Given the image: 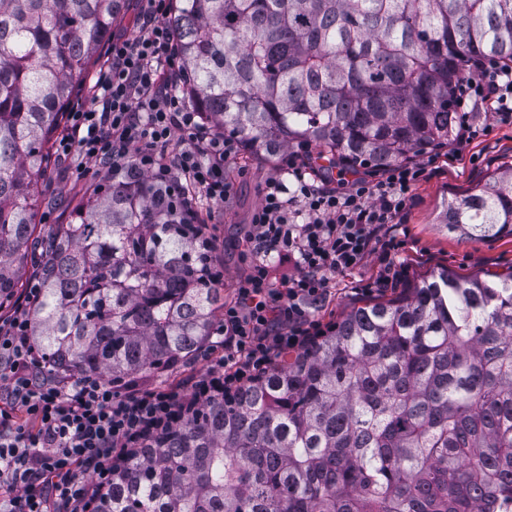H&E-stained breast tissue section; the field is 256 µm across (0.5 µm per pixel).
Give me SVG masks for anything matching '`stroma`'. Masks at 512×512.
Returning <instances> with one entry per match:
<instances>
[{
	"label": "stroma",
	"instance_id": "35a3bbf8",
	"mask_svg": "<svg viewBox=\"0 0 512 512\" xmlns=\"http://www.w3.org/2000/svg\"><path fill=\"white\" fill-rule=\"evenodd\" d=\"M480 121L485 134L462 153L447 147L415 156V163L425 166L426 175L413 186L407 211L380 232L382 239L400 243L394 255L396 283L379 284L384 265L379 254H371L362 265L335 276L326 301L308 309L309 320L329 327L354 308L400 296L422 275L439 267L459 276L493 275L512 268V236L466 239L448 232L436 220L446 202L485 183L497 169L512 165V124L499 122L488 112L481 113ZM283 164L280 158L260 162L240 155L224 166V177L233 186L229 199L200 204V214L214 243L215 264L224 272L225 303L235 302L237 288L250 272L244 259L245 235L260 203V189L267 179L280 174ZM106 173L104 166L94 162L82 163L75 157L57 160L41 184L45 223L66 221L72 198L84 188L86 178ZM223 357V345L208 342L194 359L161 376L139 379L138 384L144 389H183Z\"/></svg>",
	"mask_w": 512,
	"mask_h": 512
}]
</instances>
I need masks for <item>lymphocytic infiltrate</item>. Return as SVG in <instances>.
<instances>
[{
    "mask_svg": "<svg viewBox=\"0 0 512 512\" xmlns=\"http://www.w3.org/2000/svg\"><path fill=\"white\" fill-rule=\"evenodd\" d=\"M135 38H113L90 106L69 112L56 139L58 157L136 166L166 184L182 209L198 199L222 202L232 186L225 162L240 139L211 129L177 91L182 64L165 17L169 0H141ZM453 110L457 147L484 134L481 112L512 121V65L494 57L469 63ZM290 184L270 178L246 236L251 271L239 300L224 309V358L188 390L115 388L96 375L54 370L31 340L29 309L40 293L27 288L0 319V512H93L128 449L171 428L205 402L231 398L288 351L319 335L309 306L323 302L332 276L359 266L375 247L397 250L378 233L405 210L425 166L397 164L386 178L347 180L344 171L316 176L290 154ZM294 261L297 274L274 286L270 258Z\"/></svg>",
    "mask_w": 512,
    "mask_h": 512,
    "instance_id": "1",
    "label": "lymphocytic infiltrate"
}]
</instances>
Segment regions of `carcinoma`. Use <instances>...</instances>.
<instances>
[{"instance_id": "1", "label": "carcinoma", "mask_w": 512, "mask_h": 512, "mask_svg": "<svg viewBox=\"0 0 512 512\" xmlns=\"http://www.w3.org/2000/svg\"><path fill=\"white\" fill-rule=\"evenodd\" d=\"M127 0H0V308L39 273L34 344L122 383L196 357L219 328L205 227L130 168L44 228L51 139ZM179 90L271 161L295 143L346 170L448 146L467 63L512 64V0H175ZM439 223L512 234V167ZM512 272L433 270L206 403L112 472L97 512H508Z\"/></svg>"}]
</instances>
